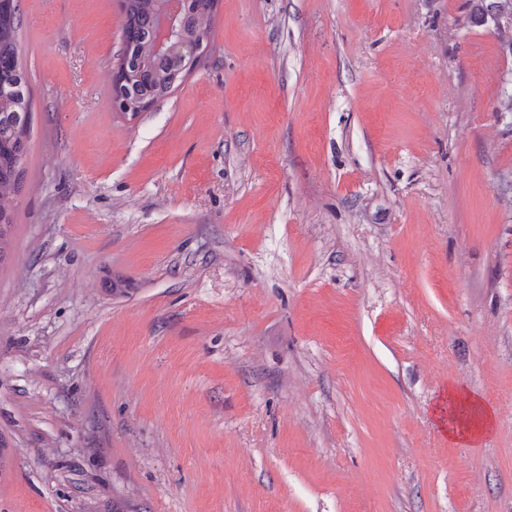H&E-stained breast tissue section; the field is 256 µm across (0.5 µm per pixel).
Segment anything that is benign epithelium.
Here are the masks:
<instances>
[{"label": "benign epithelium", "mask_w": 512, "mask_h": 512, "mask_svg": "<svg viewBox=\"0 0 512 512\" xmlns=\"http://www.w3.org/2000/svg\"><path fill=\"white\" fill-rule=\"evenodd\" d=\"M160 5L157 24L147 38L135 36L129 26L121 30L125 51L123 63L112 70V107L125 114L143 112L153 99L137 93L133 82L147 55H166L173 63L165 83L174 87L188 70L184 64H197L205 43L204 27L209 19L198 0H156Z\"/></svg>", "instance_id": "benign-epithelium-1"}]
</instances>
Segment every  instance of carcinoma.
Returning a JSON list of instances; mask_svg holds the SVG:
<instances>
[{"mask_svg": "<svg viewBox=\"0 0 512 512\" xmlns=\"http://www.w3.org/2000/svg\"><path fill=\"white\" fill-rule=\"evenodd\" d=\"M0 7V262L12 228V208L21 188L28 152L31 100L25 88L26 72L19 62L17 0ZM129 18L144 31L153 20L151 0H130ZM472 22L484 25L512 20V0H471Z\"/></svg>", "mask_w": 512, "mask_h": 512, "instance_id": "cac0c4a2", "label": "carcinoma"}]
</instances>
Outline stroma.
<instances>
[{"label":"stroma","instance_id":"stroma-1","mask_svg":"<svg viewBox=\"0 0 512 512\" xmlns=\"http://www.w3.org/2000/svg\"><path fill=\"white\" fill-rule=\"evenodd\" d=\"M19 10L0 512H512V27L217 0L132 117L118 0ZM493 411L479 398L455 386L448 388V436L472 445L490 432Z\"/></svg>","mask_w":512,"mask_h":512}]
</instances>
